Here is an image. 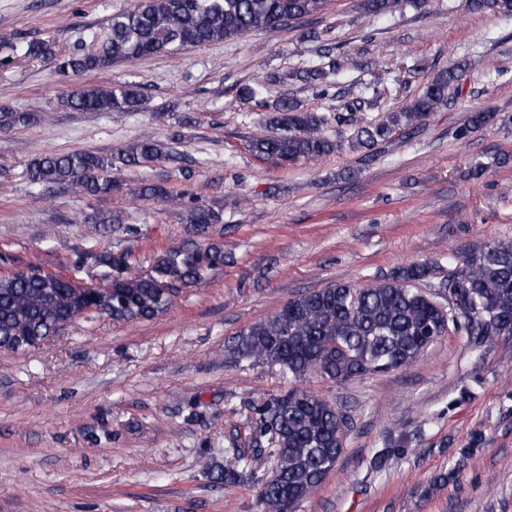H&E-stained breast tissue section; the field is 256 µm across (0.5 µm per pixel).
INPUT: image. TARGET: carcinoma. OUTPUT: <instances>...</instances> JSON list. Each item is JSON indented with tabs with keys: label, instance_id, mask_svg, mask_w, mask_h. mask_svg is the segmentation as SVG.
Masks as SVG:
<instances>
[{
	"label": "carcinoma",
	"instance_id": "carcinoma-1",
	"mask_svg": "<svg viewBox=\"0 0 512 512\" xmlns=\"http://www.w3.org/2000/svg\"><path fill=\"white\" fill-rule=\"evenodd\" d=\"M326 0H134L112 14L106 24L81 37L67 52L58 53L49 39L10 44L14 60H40L61 74L98 73L187 47H202L251 32L275 33L320 13ZM345 63L330 44L321 45L320 61L296 72L295 78L325 96ZM279 80L257 77L238 90L249 104L265 99ZM457 66L438 72L422 92L379 121L363 113L379 98L358 95L336 112L301 108L288 97L275 105L267 127L249 142L259 158L280 163L315 162L333 151L348 148L373 156L376 147L401 130L415 129L446 105L448 89L459 83ZM58 104L82 112H133L140 105L137 86L85 85L61 97ZM494 118L490 111L473 112L455 130L468 139ZM35 113L0 109V133L30 126ZM352 125L354 135L342 143L331 138L333 125ZM169 156L165 144L150 136L110 155L77 149L34 158L26 170L34 187L57 186L86 199H100L121 189L108 172L149 166ZM139 196L185 210L193 232L209 239L205 247L171 249L153 270L129 272V256L101 251L80 254L72 263L80 269L87 260L104 268L101 282L86 287L62 274L30 265L0 276V349L24 352L58 335L85 314L106 315L112 321L152 320L172 306L178 286L203 283L224 263V249L210 241L213 226L222 222L211 208L188 206L181 196L152 184ZM448 275H443V270ZM440 278L437 289L422 291L418 284ZM462 331L471 347L484 355L497 336H512V241H493L461 256L412 262L390 276L368 284L336 282L294 295L277 312L248 324L224 343L225 359L242 367L276 368L295 387L269 394L245 407L250 448H231L230 463L215 479L226 485L258 479L267 458L275 459L271 474L261 480L258 502L262 512H297L332 472L340 458L352 418L323 397L300 386L311 373L335 384L357 377L407 367L449 329ZM407 453V441L392 439L373 460L379 466L390 455Z\"/></svg>",
	"mask_w": 512,
	"mask_h": 512
}]
</instances>
